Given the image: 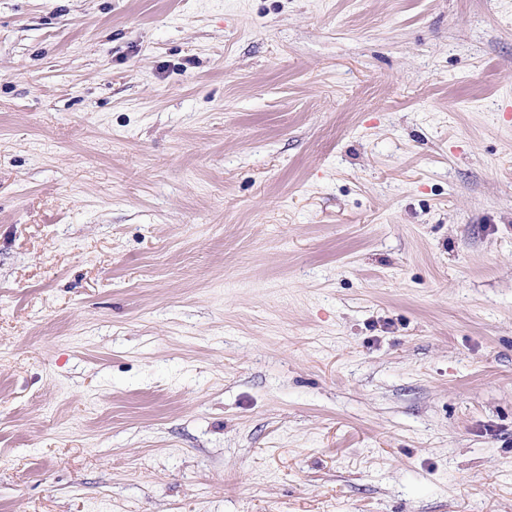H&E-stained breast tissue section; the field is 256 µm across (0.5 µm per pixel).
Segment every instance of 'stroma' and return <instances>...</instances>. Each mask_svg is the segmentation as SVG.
Instances as JSON below:
<instances>
[{
	"mask_svg": "<svg viewBox=\"0 0 512 512\" xmlns=\"http://www.w3.org/2000/svg\"><path fill=\"white\" fill-rule=\"evenodd\" d=\"M512 0H0V512H512Z\"/></svg>",
	"mask_w": 512,
	"mask_h": 512,
	"instance_id": "1",
	"label": "stroma"
}]
</instances>
